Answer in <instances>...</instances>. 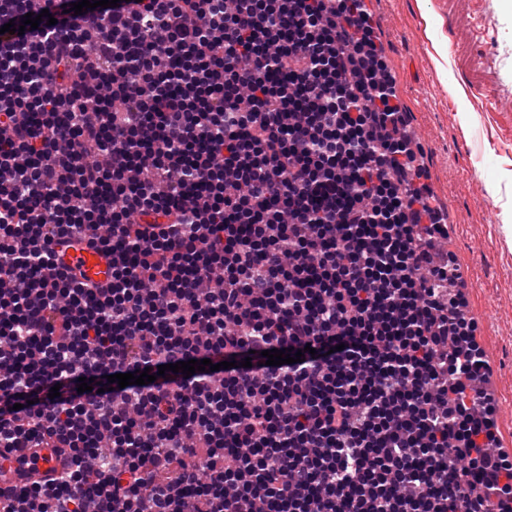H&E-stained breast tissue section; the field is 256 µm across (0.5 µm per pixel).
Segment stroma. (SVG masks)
I'll use <instances>...</instances> for the list:
<instances>
[{"mask_svg": "<svg viewBox=\"0 0 512 512\" xmlns=\"http://www.w3.org/2000/svg\"><path fill=\"white\" fill-rule=\"evenodd\" d=\"M383 54L429 184L448 212L465 311L494 372L500 449H512V0H371ZM448 47L440 74L438 45Z\"/></svg>", "mask_w": 512, "mask_h": 512, "instance_id": "35a3bbf8", "label": "stroma"}]
</instances>
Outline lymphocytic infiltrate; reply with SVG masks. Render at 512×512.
Masks as SVG:
<instances>
[{"label": "lymphocytic infiltrate", "instance_id": "obj_1", "mask_svg": "<svg viewBox=\"0 0 512 512\" xmlns=\"http://www.w3.org/2000/svg\"><path fill=\"white\" fill-rule=\"evenodd\" d=\"M70 3L0 0V512H512L365 0ZM59 262L76 268L82 280L104 286L112 278V255L92 248H73L66 245L57 249Z\"/></svg>", "mask_w": 512, "mask_h": 512}]
</instances>
